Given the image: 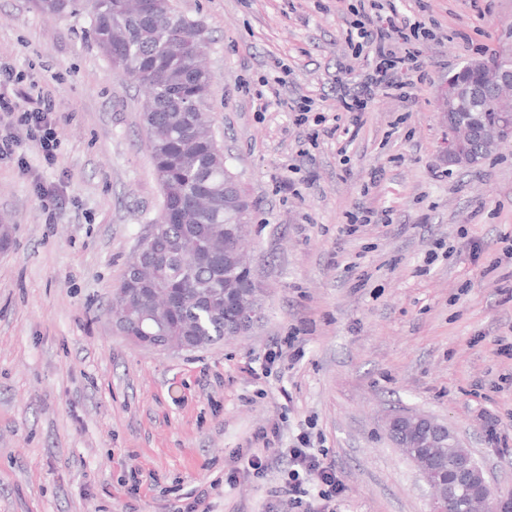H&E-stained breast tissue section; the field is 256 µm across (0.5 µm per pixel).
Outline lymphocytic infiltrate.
<instances>
[{"mask_svg": "<svg viewBox=\"0 0 512 512\" xmlns=\"http://www.w3.org/2000/svg\"><path fill=\"white\" fill-rule=\"evenodd\" d=\"M353 13L345 40L367 66L358 80L337 82L336 93L356 124L376 94L410 100L411 88L427 76L417 44L430 32L421 21L400 13L394 0H368ZM287 454L288 512H336L344 485L334 466L314 452L310 434L300 432Z\"/></svg>", "mask_w": 512, "mask_h": 512, "instance_id": "f902f5d3", "label": "lymphocytic infiltrate"}]
</instances>
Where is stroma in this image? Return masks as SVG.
Here are the masks:
<instances>
[{
  "label": "stroma",
  "mask_w": 512,
  "mask_h": 512,
  "mask_svg": "<svg viewBox=\"0 0 512 512\" xmlns=\"http://www.w3.org/2000/svg\"><path fill=\"white\" fill-rule=\"evenodd\" d=\"M209 38L210 112L252 205L247 249L266 318L200 351L160 353L113 331L112 294L162 196L141 122L145 93L113 69L88 11L57 20L0 0L11 98L48 96L53 161L0 116V512H263L287 461L224 482L239 449L292 446L300 430L346 491L337 512H430L386 413L447 423L512 494V267L472 245L512 235V143L460 169L443 159L438 105L450 69L512 58V0H399L434 23L410 102L377 96L353 141L299 126L253 91L283 63L282 97L340 117L352 63L348 0H174ZM375 222L347 233L365 211ZM294 338L293 355L264 354Z\"/></svg>",
  "instance_id": "35a3bbf8"
}]
</instances>
